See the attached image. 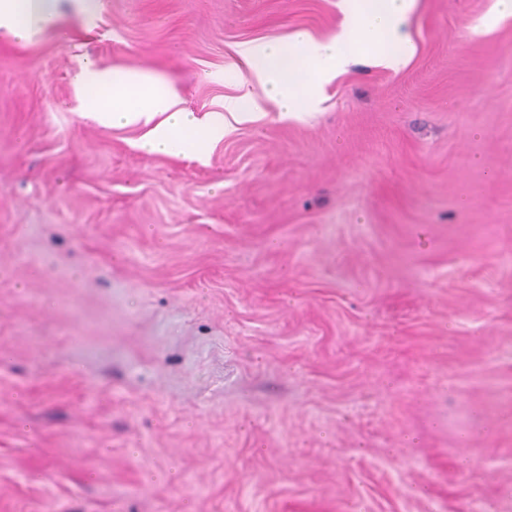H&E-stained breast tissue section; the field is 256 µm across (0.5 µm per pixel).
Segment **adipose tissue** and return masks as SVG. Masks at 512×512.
<instances>
[{
    "mask_svg": "<svg viewBox=\"0 0 512 512\" xmlns=\"http://www.w3.org/2000/svg\"><path fill=\"white\" fill-rule=\"evenodd\" d=\"M64 0H0V28L27 41L56 24ZM413 0H341L344 22L327 39L297 34L287 43H266L243 55L239 85L258 82L281 110L292 115L310 104L331 81L337 66L354 56H369L390 66L406 56L409 43L400 25ZM79 81L82 106L106 127L139 125L138 142L148 153H191L208 157L229 128L230 118L255 108L248 96L229 98L224 111L198 117L180 105L176 89L150 73L134 68L101 69L86 62Z\"/></svg>",
    "mask_w": 512,
    "mask_h": 512,
    "instance_id": "obj_1",
    "label": "adipose tissue"
}]
</instances>
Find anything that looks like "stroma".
I'll list each match as a JSON object with an SVG mask.
<instances>
[{
  "label": "stroma",
  "mask_w": 512,
  "mask_h": 512,
  "mask_svg": "<svg viewBox=\"0 0 512 512\" xmlns=\"http://www.w3.org/2000/svg\"><path fill=\"white\" fill-rule=\"evenodd\" d=\"M337 2L0 29V512H512V15L414 0L406 63L310 115L235 82ZM88 57L264 111L148 154L84 114Z\"/></svg>",
  "instance_id": "1"
}]
</instances>
